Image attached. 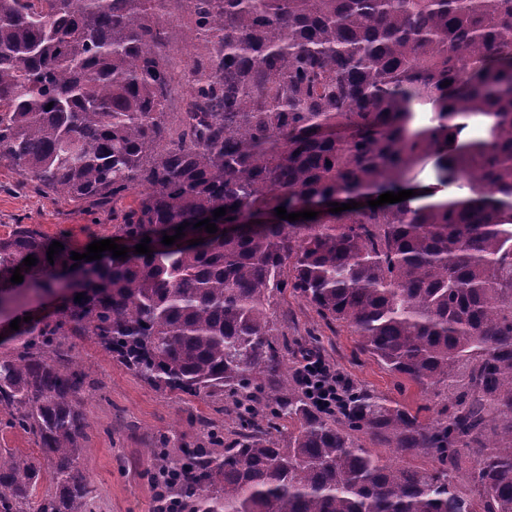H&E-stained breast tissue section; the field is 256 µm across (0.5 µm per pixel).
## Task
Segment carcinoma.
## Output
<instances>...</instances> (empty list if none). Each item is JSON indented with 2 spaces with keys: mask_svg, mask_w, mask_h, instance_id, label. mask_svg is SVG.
<instances>
[{
  "mask_svg": "<svg viewBox=\"0 0 512 512\" xmlns=\"http://www.w3.org/2000/svg\"><path fill=\"white\" fill-rule=\"evenodd\" d=\"M184 13L203 46L189 60L168 49ZM426 158L435 184L418 197H467L329 212L410 189ZM1 166L91 208L133 196L112 225L124 259L74 261L27 224L0 236L8 324L85 274L0 351L6 426L57 488L38 512H89L69 336L154 389L231 398L236 429L211 447L145 449L159 512H476L450 476L463 455L482 512H512V0H0ZM218 208L217 232L195 227ZM184 222L203 242L161 245ZM147 236L151 255L135 253ZM288 288L390 371L460 389L451 409L422 423L362 392L317 412L269 312ZM363 436L440 467L388 465ZM41 476L0 459V512H28Z\"/></svg>",
  "mask_w": 512,
  "mask_h": 512,
  "instance_id": "carcinoma-1",
  "label": "carcinoma"
}]
</instances>
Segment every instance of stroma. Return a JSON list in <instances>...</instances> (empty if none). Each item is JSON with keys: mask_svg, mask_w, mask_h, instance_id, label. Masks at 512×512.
<instances>
[{"mask_svg": "<svg viewBox=\"0 0 512 512\" xmlns=\"http://www.w3.org/2000/svg\"><path fill=\"white\" fill-rule=\"evenodd\" d=\"M16 224L67 236L82 248L112 236L111 211L39 194L32 183L0 167V235ZM271 309L289 347L317 341L321 356L349 377L355 390L400 403L422 421L453 402L448 390H424L387 370L361 351L348 329L324 326L293 290L275 295ZM71 354L88 375L82 392L86 453L75 469L90 490L92 512H153L157 489L146 476L150 462L143 449L158 447L165 436L175 449L209 447L210 428L232 425L230 400L219 393L201 399L156 390L90 338L74 339Z\"/></svg>", "mask_w": 512, "mask_h": 512, "instance_id": "obj_1", "label": "stroma"}]
</instances>
